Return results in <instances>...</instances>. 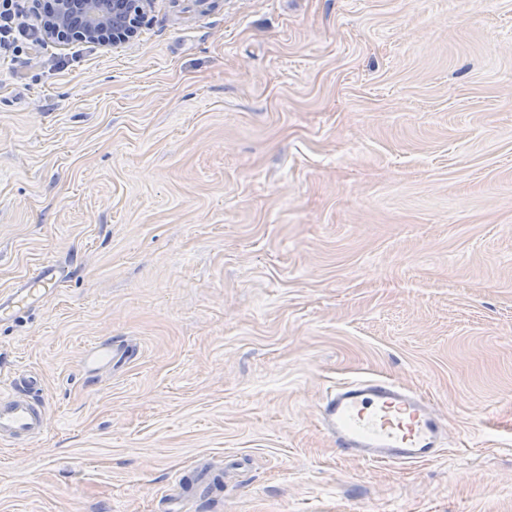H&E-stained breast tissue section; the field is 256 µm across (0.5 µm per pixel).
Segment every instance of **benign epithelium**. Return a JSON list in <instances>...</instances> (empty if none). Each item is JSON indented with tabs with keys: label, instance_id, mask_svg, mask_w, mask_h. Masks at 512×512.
Instances as JSON below:
<instances>
[{
	"label": "benign epithelium",
	"instance_id": "1",
	"mask_svg": "<svg viewBox=\"0 0 512 512\" xmlns=\"http://www.w3.org/2000/svg\"><path fill=\"white\" fill-rule=\"evenodd\" d=\"M153 0H55L41 27L47 39L117 47L138 37Z\"/></svg>",
	"mask_w": 512,
	"mask_h": 512
}]
</instances>
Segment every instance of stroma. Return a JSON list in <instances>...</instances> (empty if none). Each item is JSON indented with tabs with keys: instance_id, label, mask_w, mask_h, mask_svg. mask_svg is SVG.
I'll use <instances>...</instances> for the list:
<instances>
[{
	"instance_id": "35a3bbf8",
	"label": "stroma",
	"mask_w": 512,
	"mask_h": 512,
	"mask_svg": "<svg viewBox=\"0 0 512 512\" xmlns=\"http://www.w3.org/2000/svg\"><path fill=\"white\" fill-rule=\"evenodd\" d=\"M0 65V369L46 428L0 512H512V0H154ZM126 359L86 372L92 344ZM378 376L428 463L329 439ZM60 283L57 268L47 262L34 271L22 288L17 289L6 299L0 298L1 317H12L17 313L29 312L37 307L42 298V291H54ZM343 453L366 462L434 459L443 427L427 402L401 385L368 378L336 387L321 411Z\"/></svg>"
}]
</instances>
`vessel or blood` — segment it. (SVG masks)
Wrapping results in <instances>:
<instances>
[{
	"mask_svg": "<svg viewBox=\"0 0 512 512\" xmlns=\"http://www.w3.org/2000/svg\"><path fill=\"white\" fill-rule=\"evenodd\" d=\"M56 267L44 263L22 288L0 299V317L37 307L56 290ZM38 384L0 373V442L23 443L44 430L46 404ZM326 432L343 453L367 462L418 463L434 459L443 427L427 402L401 385L368 378L337 387L321 411Z\"/></svg>",
	"mask_w": 512,
	"mask_h": 512,
	"instance_id": "obj_1",
	"label": "vessel or blood"
}]
</instances>
